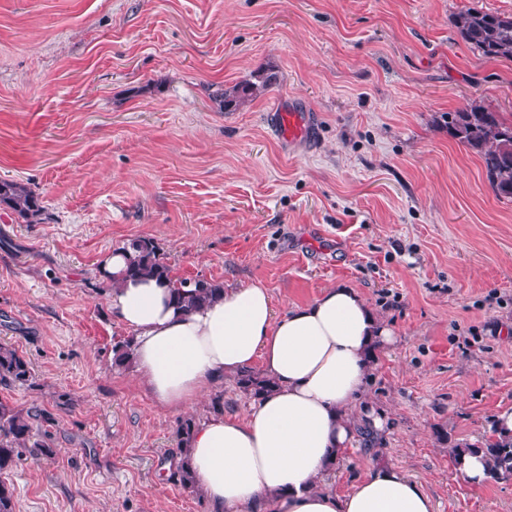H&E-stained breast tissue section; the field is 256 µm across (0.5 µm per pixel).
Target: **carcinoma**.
Returning a JSON list of instances; mask_svg holds the SVG:
<instances>
[{
    "label": "carcinoma",
    "mask_w": 512,
    "mask_h": 512,
    "mask_svg": "<svg viewBox=\"0 0 512 512\" xmlns=\"http://www.w3.org/2000/svg\"><path fill=\"white\" fill-rule=\"evenodd\" d=\"M454 25L467 43L487 60L512 61V14L466 8L456 14ZM273 74L261 76L259 83L238 85L219 90L214 99L223 109L237 108L246 100L270 88ZM448 135L476 154L485 178L498 198L512 199V117L479 105L466 104L442 117ZM0 205L5 206L27 224L42 220L40 196L26 184L0 180ZM129 252L125 275L129 278H153L167 283L173 291L176 309L191 312L217 298L224 285L201 278H178L167 264L155 241L136 237L125 244ZM133 337L117 342L112 349L113 363L123 367L131 363ZM239 391L255 401L272 391L275 382L254 368L241 371L234 378ZM34 384L32 363L15 348L0 344V387L28 388ZM57 418L46 408L19 407L0 401V474L10 471L24 452L37 458L54 455V433ZM196 421L187 417L179 421L174 432L175 455L188 447ZM456 455L480 453L485 457L487 479L498 482L512 480V435L494 434L475 444L466 443L449 449ZM168 480L188 491H196V480L185 460L173 464ZM0 512H15L14 491L0 480Z\"/></svg>",
    "instance_id": "carcinoma-1"
}]
</instances>
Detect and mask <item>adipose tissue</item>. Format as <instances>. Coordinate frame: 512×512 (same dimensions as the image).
Masks as SVG:
<instances>
[{
    "label": "adipose tissue",
    "mask_w": 512,
    "mask_h": 512,
    "mask_svg": "<svg viewBox=\"0 0 512 512\" xmlns=\"http://www.w3.org/2000/svg\"><path fill=\"white\" fill-rule=\"evenodd\" d=\"M127 254L107 253L106 300L135 333L138 383L162 407L182 412L252 367L277 382L246 414L199 421L187 457L210 512H435L431 496L393 465L368 472L339 494L323 483L359 427L381 428L354 410L368 399L370 360L391 331L353 287L324 289L276 315L267 288H229L187 314L167 284L124 277Z\"/></svg>",
    "instance_id": "obj_1"
}]
</instances>
